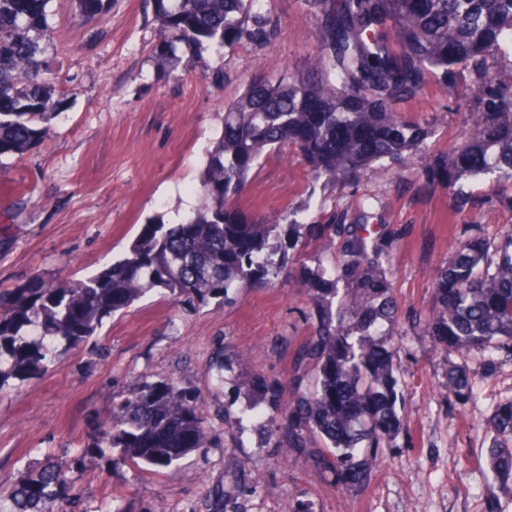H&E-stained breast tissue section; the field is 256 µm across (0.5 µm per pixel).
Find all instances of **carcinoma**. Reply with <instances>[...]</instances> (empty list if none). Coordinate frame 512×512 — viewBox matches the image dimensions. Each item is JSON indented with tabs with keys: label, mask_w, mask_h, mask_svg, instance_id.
Returning a JSON list of instances; mask_svg holds the SVG:
<instances>
[{
	"label": "carcinoma",
	"mask_w": 512,
	"mask_h": 512,
	"mask_svg": "<svg viewBox=\"0 0 512 512\" xmlns=\"http://www.w3.org/2000/svg\"><path fill=\"white\" fill-rule=\"evenodd\" d=\"M316 46L305 68L272 81L254 79L224 109V126L196 191L200 206L177 224H145L124 255L96 275L61 281L37 277L0 290V379L24 377L50 358L32 332L68 346L87 341L106 317L162 288L193 306L210 297L231 304L246 288L274 287L288 251L312 241L320 249L288 278L317 313L288 381L266 386L270 414L246 404L236 426L258 433L264 448H310L328 459L336 483L366 487L384 448L399 447L395 349L389 339L399 306L391 287L398 238L385 224L323 223L278 215L248 217L231 205L251 183L262 157L298 150L316 180L353 185L376 162L403 161L428 127L398 103L416 97L431 76L483 70V109L466 121L451 159L430 165L453 189L463 176L494 174L512 187V0H307ZM49 0H0V158L42 144L67 92L45 54ZM159 66L208 50L224 73L225 50L271 34L265 0H157ZM433 307L419 326L444 355L477 353L494 362L512 351V225L493 237L466 236L433 278ZM448 391L471 398L474 378L462 365L447 372ZM486 466L496 492L482 512L512 505V398L488 421ZM119 466L168 468L211 443L201 396L170 379L138 381L101 425ZM67 484L48 463L14 490L19 512H34Z\"/></svg>",
	"instance_id": "1"
}]
</instances>
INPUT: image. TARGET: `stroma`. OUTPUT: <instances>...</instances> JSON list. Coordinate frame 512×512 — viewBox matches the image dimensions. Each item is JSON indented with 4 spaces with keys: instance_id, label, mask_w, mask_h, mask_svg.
<instances>
[{
    "instance_id": "stroma-1",
    "label": "stroma",
    "mask_w": 512,
    "mask_h": 512,
    "mask_svg": "<svg viewBox=\"0 0 512 512\" xmlns=\"http://www.w3.org/2000/svg\"><path fill=\"white\" fill-rule=\"evenodd\" d=\"M52 43L46 53L75 95L65 99L44 143L0 164V288L42 275L80 279L109 266L148 220L179 222L196 209V187L218 136L224 106L256 77L276 79L302 69L316 44L315 18L305 0H267L275 34L242 42L226 55L223 75L210 53L192 67H159L155 0H108L84 20L75 0H51ZM476 74L430 80L401 104L407 118L428 124L422 146L403 165H376L358 184L314 181L301 155L286 149L264 158L236 207L247 215L308 210L331 214L373 203L375 223L388 225L400 249L392 288L399 303L393 343L400 369L406 432L385 452L369 488L337 487L308 452L260 448L253 433L237 434L224 420L264 384L287 380L315 317L307 294L281 282L179 304L167 291L104 318L87 342L69 348L53 340L48 368L0 385V492L46 460L62 464L82 512H104L113 499L128 512H208L209 495L259 479L255 494L226 500L225 512H286L297 503L314 512H480L492 489L482 452L486 419L512 397V356L495 354L493 377L477 398L460 403L449 392L448 363L482 376L476 354L443 358L417 324L432 306V279L462 233L511 224L500 199L512 192L490 176L442 189L428 161L450 158L466 117L482 104L471 92ZM468 195L463 211L454 196ZM233 369L221 391L208 369L217 350ZM169 377L200 393L218 442L177 465L154 470L116 467L99 432L141 375Z\"/></svg>"
}]
</instances>
